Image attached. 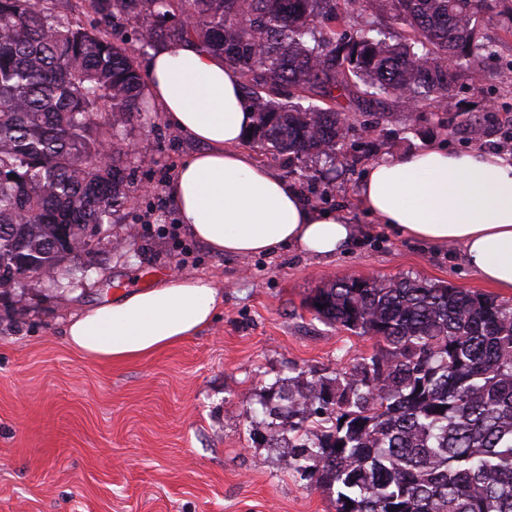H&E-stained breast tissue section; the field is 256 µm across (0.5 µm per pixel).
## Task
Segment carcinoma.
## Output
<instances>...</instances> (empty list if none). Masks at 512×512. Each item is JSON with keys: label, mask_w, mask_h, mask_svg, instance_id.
Segmentation results:
<instances>
[{"label": "carcinoma", "mask_w": 512, "mask_h": 512, "mask_svg": "<svg viewBox=\"0 0 512 512\" xmlns=\"http://www.w3.org/2000/svg\"><path fill=\"white\" fill-rule=\"evenodd\" d=\"M0 0V297L26 279L84 278L86 229L127 200L121 132L144 111L145 77L112 32L141 46L187 39L224 56L254 112L247 143L331 165L355 124L386 99L453 106L458 73L494 55L480 41L487 0H384L390 25L339 28L376 0ZM68 232L70 246L53 241ZM323 321L375 340L334 377L270 388L266 442L336 512H512V302L409 276L345 277L320 288ZM353 503L347 507V503Z\"/></svg>", "instance_id": "carcinoma-1"}]
</instances>
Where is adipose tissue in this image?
<instances>
[{"label": "adipose tissue", "mask_w": 512, "mask_h": 512, "mask_svg": "<svg viewBox=\"0 0 512 512\" xmlns=\"http://www.w3.org/2000/svg\"><path fill=\"white\" fill-rule=\"evenodd\" d=\"M147 88L164 117L201 146L182 161L169 193L187 231L213 253L288 247L332 257L354 244L358 225L311 208L243 150L253 113L224 57L192 41L166 42L151 54ZM360 206L413 242L455 245L472 274L512 293V161L443 146L375 161ZM223 303L212 279L177 276L72 316L66 340L93 359L137 360L195 334Z\"/></svg>", "instance_id": "adipose-tissue-1"}]
</instances>
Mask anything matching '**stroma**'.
Segmentation results:
<instances>
[{"mask_svg": "<svg viewBox=\"0 0 512 512\" xmlns=\"http://www.w3.org/2000/svg\"><path fill=\"white\" fill-rule=\"evenodd\" d=\"M479 27L494 56L482 76L459 77L445 112L384 108L381 135L356 138L334 172L306 178L287 157L263 165L321 211L360 225L351 250L317 258L281 249L216 255L180 224L168 187L196 143L161 112L126 129L129 197L95 238L82 285L38 279L0 303V512H335L333 493L301 478L286 455L263 443L260 395L295 370L341 372L373 341L319 319L315 292L357 275L410 276L492 293L455 258L406 240L364 214L359 185L368 164L433 144L483 149L512 159V0H493ZM483 135L472 140L469 115ZM162 269L215 278L224 305L194 336L143 360L87 359L68 347V319L89 305L144 287Z\"/></svg>", "mask_w": 512, "mask_h": 512, "instance_id": "obj_1", "label": "stroma"}]
</instances>
